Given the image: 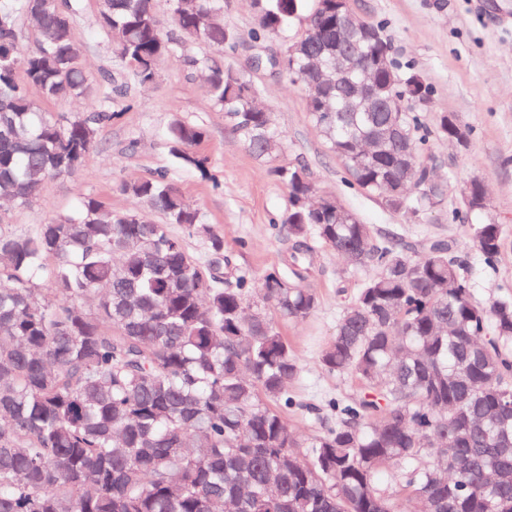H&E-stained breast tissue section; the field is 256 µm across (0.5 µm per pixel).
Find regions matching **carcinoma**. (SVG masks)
Instances as JSON below:
<instances>
[{"label":"carcinoma","mask_w":512,"mask_h":512,"mask_svg":"<svg viewBox=\"0 0 512 512\" xmlns=\"http://www.w3.org/2000/svg\"><path fill=\"white\" fill-rule=\"evenodd\" d=\"M175 26L217 50L235 48L219 0H172ZM306 0H254L255 37L280 33ZM35 25L23 47L16 19ZM113 53L141 83L178 51L164 38L155 0H103ZM308 37L336 47V0L309 13ZM69 6L0 0V197L27 205L44 182L77 167L112 113L94 109L65 123L46 100L79 98L88 77L75 49ZM207 93L244 146L280 148L255 90L206 59ZM377 97L403 112L345 111L333 85L308 103L314 125L351 185L416 224L444 206L424 159L431 94L419 74L392 63ZM399 123L418 160L415 181L394 161L399 143L375 157L355 150L361 134ZM174 156L204 133L171 131ZM288 188L284 268L256 290L244 276L222 287L232 261L167 176L121 184L165 222L112 214L94 198L31 235L0 234V512H512V297L481 302L456 243L428 238L422 254L372 228L338 202H310L306 164L281 166ZM177 224L209 242L203 264ZM473 244L491 266L503 225L475 224ZM363 273L322 350L325 371L350 377L354 395L326 403L297 398L300 366L281 329L318 306L307 286L315 244Z\"/></svg>","instance_id":"carcinoma-1"}]
</instances>
